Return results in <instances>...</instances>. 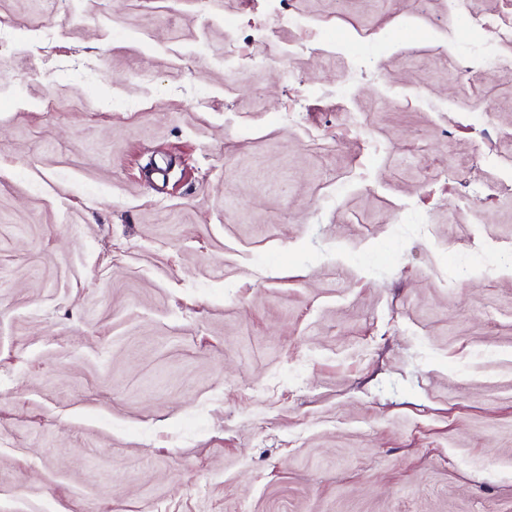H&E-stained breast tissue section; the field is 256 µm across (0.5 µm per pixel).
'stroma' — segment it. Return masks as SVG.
<instances>
[{"label":"stroma","mask_w":512,"mask_h":512,"mask_svg":"<svg viewBox=\"0 0 512 512\" xmlns=\"http://www.w3.org/2000/svg\"><path fill=\"white\" fill-rule=\"evenodd\" d=\"M464 10L512 0H0V512H512Z\"/></svg>","instance_id":"obj_1"}]
</instances>
